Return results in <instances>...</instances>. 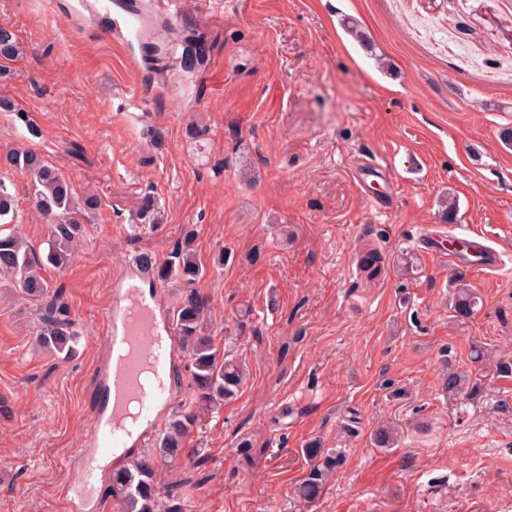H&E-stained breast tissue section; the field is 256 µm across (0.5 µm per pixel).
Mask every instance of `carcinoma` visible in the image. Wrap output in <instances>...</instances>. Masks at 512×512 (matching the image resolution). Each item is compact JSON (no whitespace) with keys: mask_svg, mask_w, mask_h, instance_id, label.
I'll return each instance as SVG.
<instances>
[{"mask_svg":"<svg viewBox=\"0 0 512 512\" xmlns=\"http://www.w3.org/2000/svg\"><path fill=\"white\" fill-rule=\"evenodd\" d=\"M22 54L16 33L0 25V63L13 62ZM0 166L19 170L30 177L34 186L33 205L45 217H51L46 240L47 253L40 258L23 239L9 231L16 199L5 182L0 180V278L15 283L33 301L39 311L41 329L39 343L66 357L74 353L78 334L60 289L44 276L46 267H65L73 258L76 244L81 240L84 226L78 217L87 218L99 207L92 193L76 197L67 177L47 163L32 148H5L0 151ZM194 230L184 232L178 240L170 261L159 264L149 254L138 256V264L152 272L160 282L181 285L183 294L173 313V326L190 357L191 380L195 391V407L173 418L154 449V456L175 462L187 454L186 437L199 413L214 410L236 397L245 379L243 365L230 355L218 352L213 337L206 334L204 317L208 308L205 299L194 285L203 276V267L192 248ZM453 317L468 319L479 310V297L458 277L450 297ZM443 388L450 396L473 399L482 385L469 374L448 372ZM401 436L394 424H384L375 430V445L389 448ZM314 461L298 487L299 496L312 502L342 465V458L314 441L303 449ZM112 487L119 496L120 512H182L177 498L161 486L155 476L152 459L132 460L112 474Z\"/></svg>","mask_w":512,"mask_h":512,"instance_id":"1","label":"carcinoma"}]
</instances>
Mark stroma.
Listing matches in <instances>:
<instances>
[{"mask_svg": "<svg viewBox=\"0 0 512 512\" xmlns=\"http://www.w3.org/2000/svg\"><path fill=\"white\" fill-rule=\"evenodd\" d=\"M120 2L0 0L23 46L0 97L40 131L29 139L0 111V149L32 145L101 201L73 260L47 272L80 336L74 356L38 347L28 297L0 280V512H116L118 459L91 495L71 491L108 413L106 313L128 262L168 260L187 228L207 332L248 376L193 428L187 457L156 463L183 512H512V377L471 358L482 346L512 359V262L482 271L423 248L452 226L512 250V145L499 137L512 127V0H187L173 21L161 0H135L121 40ZM189 35L206 53L192 72ZM363 158L396 173L388 215L359 191ZM0 179L14 230L44 251L32 183ZM148 198L154 227L137 218ZM374 247L372 277L357 259ZM401 257L414 261L403 274ZM456 272L482 300L464 321L448 309ZM473 370L476 398L443 392L448 372ZM384 421L402 427L388 449L372 441ZM314 439L343 464L307 503Z\"/></svg>", "mask_w": 512, "mask_h": 512, "instance_id": "35a3bbf8", "label": "stroma"}]
</instances>
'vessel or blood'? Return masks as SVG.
Returning <instances> with one entry per match:
<instances>
[{"label":"vessel or blood","mask_w":512,"mask_h":512,"mask_svg":"<svg viewBox=\"0 0 512 512\" xmlns=\"http://www.w3.org/2000/svg\"><path fill=\"white\" fill-rule=\"evenodd\" d=\"M355 174L372 206L380 212L389 210L385 199L370 192L366 179L372 176L392 182V168L361 161ZM448 240L478 258L484 269H496L500 263L499 251L489 245L481 231L470 228L449 234ZM145 276V271L138 268L119 282L107 313L110 358L105 379L112 394V410L90 434L93 452L76 479L84 492L91 490L103 456L145 446L153 436L156 420L172 406L173 393L166 378L175 367L182 343L170 322L161 321L157 306L144 297L139 282Z\"/></svg>","instance_id":"obj_1"}]
</instances>
